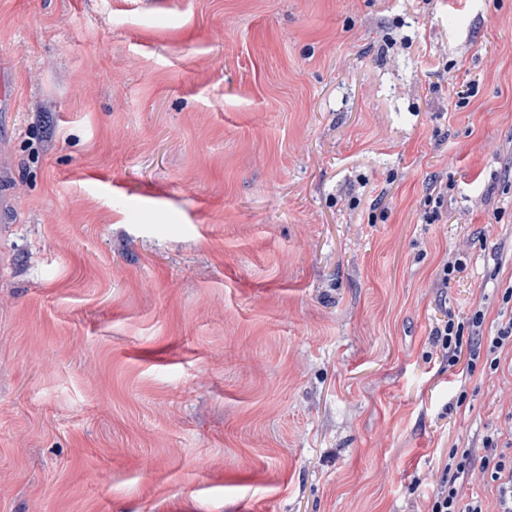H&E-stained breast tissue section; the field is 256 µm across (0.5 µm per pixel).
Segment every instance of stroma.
Here are the masks:
<instances>
[{"instance_id":"35a3bbf8","label":"stroma","mask_w":512,"mask_h":512,"mask_svg":"<svg viewBox=\"0 0 512 512\" xmlns=\"http://www.w3.org/2000/svg\"><path fill=\"white\" fill-rule=\"evenodd\" d=\"M0 73V512H428L512 431L433 336L512 282V0H0Z\"/></svg>"}]
</instances>
